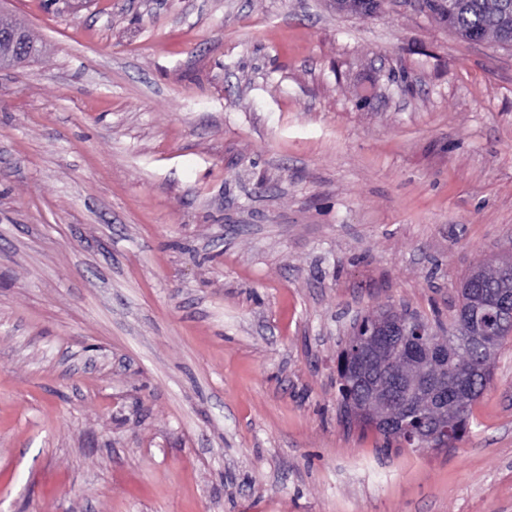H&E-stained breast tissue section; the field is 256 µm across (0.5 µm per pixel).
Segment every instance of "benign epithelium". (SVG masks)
Listing matches in <instances>:
<instances>
[{
	"mask_svg": "<svg viewBox=\"0 0 512 512\" xmlns=\"http://www.w3.org/2000/svg\"><path fill=\"white\" fill-rule=\"evenodd\" d=\"M0 45L17 57L35 53L25 31L16 26L0 24ZM502 308L512 309V291H504L493 304L474 310L470 336L485 341ZM423 335L425 322L418 318L410 325L398 320L380 322L366 335H352L341 371L345 377H354L360 387L359 398L350 402L353 419L369 420L393 434L407 428L405 419L411 408L426 404L432 421L428 429L411 433L412 440L422 447L441 448L455 432V421L448 417L444 381L429 373L427 365L431 361L448 363V343H427L421 339ZM394 346L404 351L405 368L388 373L385 364Z\"/></svg>",
	"mask_w": 512,
	"mask_h": 512,
	"instance_id": "7a95c632",
	"label": "benign epithelium"
}]
</instances>
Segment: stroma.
<instances>
[{
  "label": "stroma",
  "instance_id": "35a3bbf8",
  "mask_svg": "<svg viewBox=\"0 0 512 512\" xmlns=\"http://www.w3.org/2000/svg\"><path fill=\"white\" fill-rule=\"evenodd\" d=\"M0 14V512H512V338L452 448L336 384L356 318L512 256L511 47L423 0ZM0 45L17 57L34 54L35 46L29 41L23 29L0 24Z\"/></svg>",
  "mask_w": 512,
  "mask_h": 512
}]
</instances>
